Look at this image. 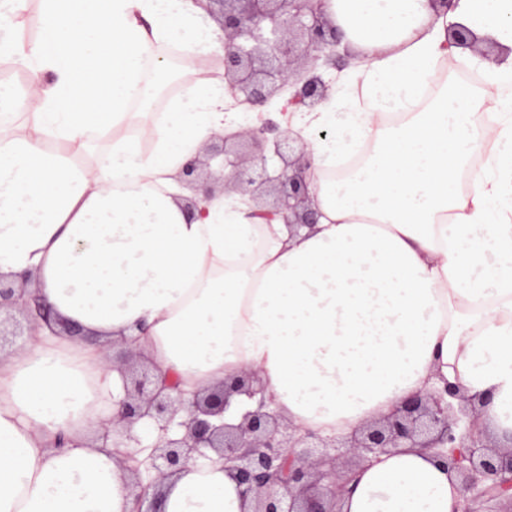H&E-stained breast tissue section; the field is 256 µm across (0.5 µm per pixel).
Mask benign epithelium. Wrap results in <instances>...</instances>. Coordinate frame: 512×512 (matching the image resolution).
Masks as SVG:
<instances>
[{"mask_svg": "<svg viewBox=\"0 0 512 512\" xmlns=\"http://www.w3.org/2000/svg\"><path fill=\"white\" fill-rule=\"evenodd\" d=\"M222 5L221 16L209 15L224 33V78L238 103L264 107L286 91V109L314 108L327 95L317 62L336 65L338 28L330 19L329 0H208ZM447 47H465L483 57L497 51L493 43L480 45L467 29L448 34ZM313 168L308 144L291 128L265 121L232 135H214L205 157H194L181 172L190 184L201 183L204 197L217 192H271L269 206L252 204L251 216L270 224L283 220L294 231L312 228L315 212L311 193ZM17 283L0 277V351L29 336L39 322L54 321L40 298ZM135 339L113 340L121 346L109 355L112 369L123 382L124 397L103 427L100 439L119 449V466L128 472L133 512H161L159 486L187 464L213 451L237 483L248 512H341L339 497L355 470L371 458L397 448L433 450L458 473L462 491L459 512H477L475 505L509 501L512 512V444L504 449L488 442L476 429L478 409L458 385L431 388L400 403L384 417L348 437L299 433L269 409L265 389L254 372L230 384L182 397L177 383L160 377L148 357L133 349ZM256 400L238 424L225 421L233 395ZM187 409L188 418L175 421ZM140 420L159 432L150 453L155 476L144 481L135 454L140 445L131 434Z\"/></svg>", "mask_w": 512, "mask_h": 512, "instance_id": "obj_1", "label": "benign epithelium"}]
</instances>
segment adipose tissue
I'll return each mask as SVG.
<instances>
[{
  "instance_id": "1",
  "label": "adipose tissue",
  "mask_w": 512,
  "mask_h": 512,
  "mask_svg": "<svg viewBox=\"0 0 512 512\" xmlns=\"http://www.w3.org/2000/svg\"><path fill=\"white\" fill-rule=\"evenodd\" d=\"M44 38H18L27 0H0V275L30 276L68 336L39 328L0 359V512H131L96 433L123 396L105 341L134 337L184 398L256 371L300 431L352 433L444 383L512 437V0H331L359 63L346 97L299 112L312 139L313 229L260 223L217 194L187 218L175 177L234 127L221 76L193 71L145 123L161 47L224 51L195 0H39ZM461 25L499 50L487 88L419 89ZM493 122L474 121L476 111ZM136 126L138 135H120ZM493 150L480 165V145ZM163 512H243L218 455L166 485ZM459 478L428 452L364 464L342 512H458Z\"/></svg>"
}]
</instances>
